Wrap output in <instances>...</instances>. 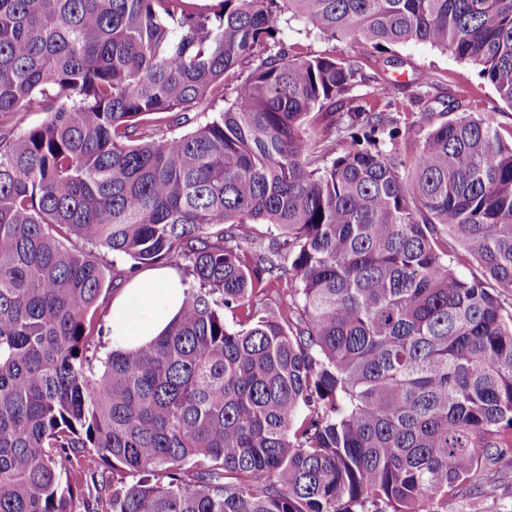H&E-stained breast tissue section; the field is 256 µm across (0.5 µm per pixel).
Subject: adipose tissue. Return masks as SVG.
Masks as SVG:
<instances>
[{
	"label": "adipose tissue",
	"instance_id": "ef3b65f1",
	"mask_svg": "<svg viewBox=\"0 0 512 512\" xmlns=\"http://www.w3.org/2000/svg\"><path fill=\"white\" fill-rule=\"evenodd\" d=\"M185 288L172 268H149L113 297L107 325L113 346L134 350L159 336L181 310Z\"/></svg>",
	"mask_w": 512,
	"mask_h": 512
}]
</instances>
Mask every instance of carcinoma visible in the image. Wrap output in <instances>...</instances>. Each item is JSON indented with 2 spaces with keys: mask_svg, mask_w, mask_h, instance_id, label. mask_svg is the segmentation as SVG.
<instances>
[{
  "mask_svg": "<svg viewBox=\"0 0 512 512\" xmlns=\"http://www.w3.org/2000/svg\"><path fill=\"white\" fill-rule=\"evenodd\" d=\"M293 22L512 106V0H0V512H439L512 458V142ZM118 256L187 289L102 357ZM287 37L290 42H300L304 51H310L312 54H328L336 50V54L342 53L350 56L352 60L357 61L361 67H366V49L357 43L325 41L321 39H304L295 32H288ZM396 52L404 64L395 70L381 62L384 76L391 79L399 77L400 80L407 81L413 78L417 70L427 69L434 72L438 88L431 93L440 97V102L430 104L434 112L444 109L442 101H448V95L458 97L470 104V112L490 118L505 131L511 130L512 109L497 100L493 88L479 77L478 68L424 44L410 43L397 48ZM505 131V137L509 140Z\"/></svg>",
  "mask_w": 512,
  "mask_h": 512,
  "instance_id": "cac0c4a2",
  "label": "carcinoma"
}]
</instances>
